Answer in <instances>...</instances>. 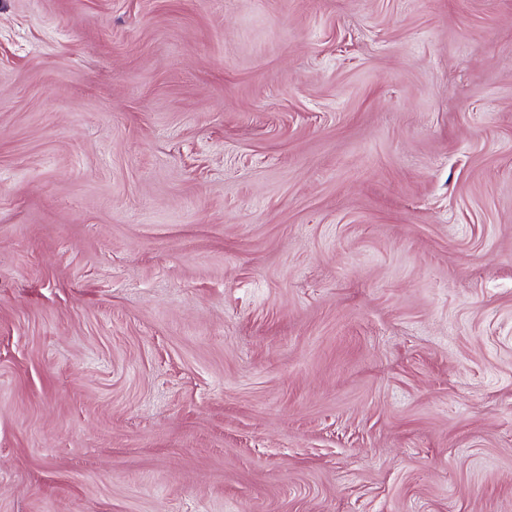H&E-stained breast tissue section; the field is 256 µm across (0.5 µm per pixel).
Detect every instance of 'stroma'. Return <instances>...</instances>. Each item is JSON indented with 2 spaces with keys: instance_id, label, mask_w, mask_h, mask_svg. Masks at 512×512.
Returning a JSON list of instances; mask_svg holds the SVG:
<instances>
[{
  "instance_id": "obj_1",
  "label": "stroma",
  "mask_w": 512,
  "mask_h": 512,
  "mask_svg": "<svg viewBox=\"0 0 512 512\" xmlns=\"http://www.w3.org/2000/svg\"><path fill=\"white\" fill-rule=\"evenodd\" d=\"M0 512H512V0H0Z\"/></svg>"
}]
</instances>
